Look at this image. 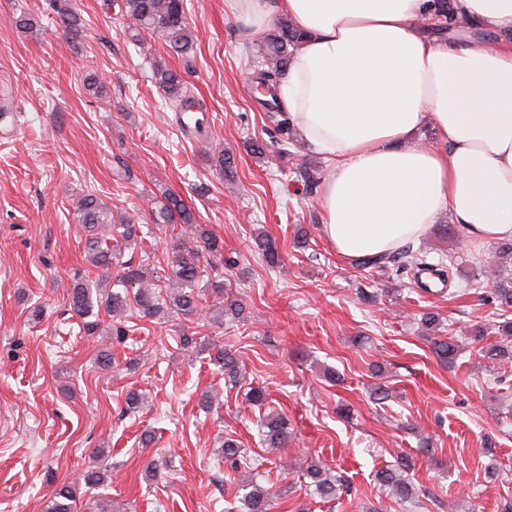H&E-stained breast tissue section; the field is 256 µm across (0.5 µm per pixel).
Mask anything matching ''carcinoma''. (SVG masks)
I'll return each instance as SVG.
<instances>
[{
	"label": "carcinoma",
	"mask_w": 512,
	"mask_h": 512,
	"mask_svg": "<svg viewBox=\"0 0 512 512\" xmlns=\"http://www.w3.org/2000/svg\"><path fill=\"white\" fill-rule=\"evenodd\" d=\"M124 13L129 19L128 35L140 48L150 46L144 33H156L165 38L169 47L178 55L187 57L195 51L197 37L189 27L184 0H123ZM58 17L63 27L76 35L81 31L83 19L67 4L59 6ZM302 37L301 31L286 17L279 18L259 49L264 65L261 74L270 79L269 85L277 82L287 70L292 51ZM152 79L168 99L170 105L182 111L194 106L187 96V85L182 76L165 63L154 66ZM212 161L223 172L226 179L234 178V157L219 152L210 155ZM78 221L85 235L84 250L86 262L101 270L95 279L75 277L69 287L70 311L81 322L88 336L100 334L101 319L105 314L112 318V340L122 343L129 335V329L121 322V314L128 303H133L145 317L153 318L173 314L175 316H196L199 314L209 280L206 270L200 266V257L205 254L212 258L211 269H224V241L211 233L205 224L196 221L194 213L179 198L168 193L163 200L151 208L150 217L155 224H185L193 231V242L178 241L163 259L157 269L145 263V258H136V252H145L140 247L139 226L136 224L112 223V210L101 198L87 194L77 202ZM255 248L262 263L274 268L281 262L276 241L260 233ZM512 255V243L498 246V277L489 289V300L501 307L512 308V271L503 265V259ZM397 262L408 269H427L426 259L404 247L394 253L365 257L356 260V266L364 269L382 268ZM118 274H110L112 269ZM120 286L123 292L113 287ZM211 288V287H209ZM214 294L208 312H219L231 318H238L245 307L236 299L224 298L222 286L211 288ZM434 353L443 363H451L458 355L460 345L454 340L437 339L433 342ZM483 357L494 363L512 359V346L507 343L487 345L480 348ZM212 361L223 371L224 379L233 385L241 383L239 357L230 348L218 350ZM263 444L268 448H285L290 436L286 414L269 412L259 420ZM224 465L233 469L247 460V450L232 438H225L223 444ZM408 462L398 468H389L377 473V480L389 492L401 499L410 500L414 489L404 476ZM305 474L316 494L327 501H334L352 495L353 488L339 476L332 473L320 459H314L305 469ZM259 473L253 474L248 486L251 490L243 495L245 512H271L278 505L281 493L269 484L263 486L256 481ZM80 480L87 486H102L108 482V469L97 468L84 472ZM77 482H63L53 490L45 503L43 512H74Z\"/></svg>",
	"instance_id": "1"
}]
</instances>
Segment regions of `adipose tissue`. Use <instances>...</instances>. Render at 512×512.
Returning <instances> with one entry per match:
<instances>
[{"label": "adipose tissue", "mask_w": 512, "mask_h": 512, "mask_svg": "<svg viewBox=\"0 0 512 512\" xmlns=\"http://www.w3.org/2000/svg\"><path fill=\"white\" fill-rule=\"evenodd\" d=\"M254 32L305 38L279 81L298 140L329 162L321 232L340 256L391 253L450 214L477 242L512 240V0H224ZM433 128L436 143L423 140Z\"/></svg>", "instance_id": "1"}]
</instances>
